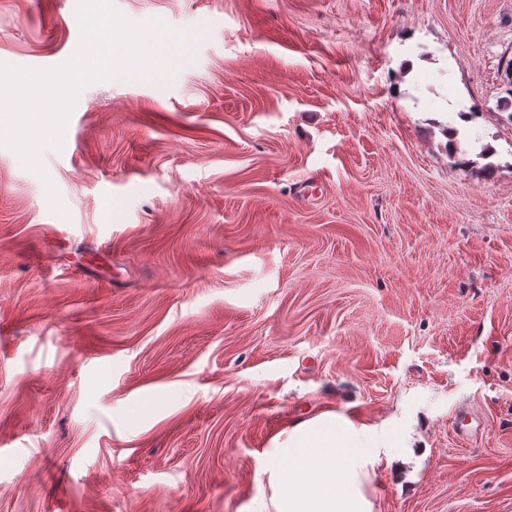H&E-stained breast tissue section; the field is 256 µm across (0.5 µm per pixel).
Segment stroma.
<instances>
[{
  "mask_svg": "<svg viewBox=\"0 0 512 512\" xmlns=\"http://www.w3.org/2000/svg\"><path fill=\"white\" fill-rule=\"evenodd\" d=\"M76 4L0 0V62L69 59ZM114 5L185 46L82 91L68 217L0 147V512H249L327 410L414 440L375 512H512V0Z\"/></svg>",
  "mask_w": 512,
  "mask_h": 512,
  "instance_id": "35a3bbf8",
  "label": "stroma"
}]
</instances>
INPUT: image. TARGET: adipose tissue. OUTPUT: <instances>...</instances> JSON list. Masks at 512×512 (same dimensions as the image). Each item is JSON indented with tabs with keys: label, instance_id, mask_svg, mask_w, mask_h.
<instances>
[{
	"label": "adipose tissue",
	"instance_id": "adipose-tissue-1",
	"mask_svg": "<svg viewBox=\"0 0 512 512\" xmlns=\"http://www.w3.org/2000/svg\"><path fill=\"white\" fill-rule=\"evenodd\" d=\"M384 444L333 412L289 426L257 458L265 485L252 512H374L370 485Z\"/></svg>",
	"mask_w": 512,
	"mask_h": 512
}]
</instances>
